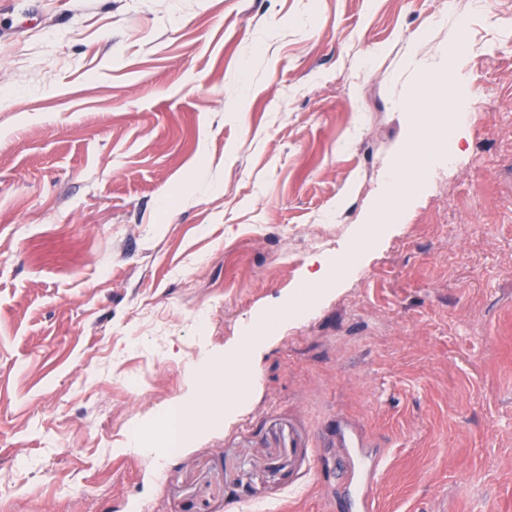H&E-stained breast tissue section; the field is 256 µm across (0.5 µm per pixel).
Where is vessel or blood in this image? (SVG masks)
<instances>
[{
	"mask_svg": "<svg viewBox=\"0 0 512 512\" xmlns=\"http://www.w3.org/2000/svg\"><path fill=\"white\" fill-rule=\"evenodd\" d=\"M336 445L343 453L342 473L328 476V487L344 486L347 498L357 512H374L373 486L383 465L380 455L371 454L361 448L356 434L345 427L336 429Z\"/></svg>",
	"mask_w": 512,
	"mask_h": 512,
	"instance_id": "vessel-or-blood-1",
	"label": "vessel or blood"
}]
</instances>
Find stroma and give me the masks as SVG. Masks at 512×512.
Listing matches in <instances>:
<instances>
[{"instance_id": "1", "label": "stroma", "mask_w": 512, "mask_h": 512, "mask_svg": "<svg viewBox=\"0 0 512 512\" xmlns=\"http://www.w3.org/2000/svg\"><path fill=\"white\" fill-rule=\"evenodd\" d=\"M432 127L460 151L308 314L231 422L136 432L347 251L447 46L444 0H0V512H512V0L463 12ZM322 225L325 247L311 248ZM336 447L343 453L341 483L336 484V473L323 480L333 493L344 488L350 505L358 512H373V486L376 476L383 465L379 454H371L360 448L356 434L340 425L336 426ZM344 486V487H343Z\"/></svg>"}]
</instances>
